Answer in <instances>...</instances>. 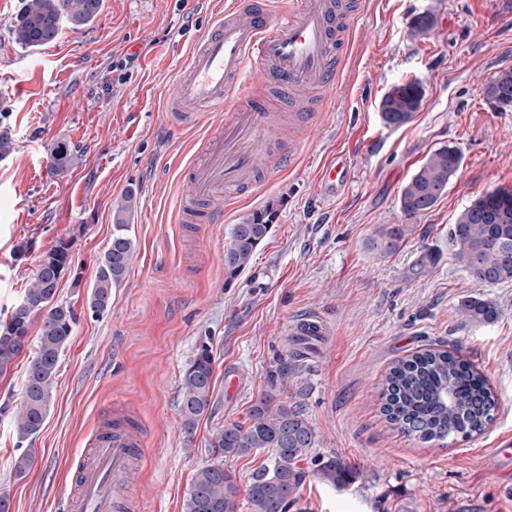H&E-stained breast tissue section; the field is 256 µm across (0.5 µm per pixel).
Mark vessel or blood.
Here are the masks:
<instances>
[{"mask_svg": "<svg viewBox=\"0 0 512 512\" xmlns=\"http://www.w3.org/2000/svg\"><path fill=\"white\" fill-rule=\"evenodd\" d=\"M350 26L342 0H294L276 23L270 7L249 0L225 6L214 31L190 50L168 100L169 108L186 119L207 109L231 110L222 129L205 139L202 162L189 170L192 198L219 199L225 190L253 187V155L261 144L265 114L259 98L234 108L228 100L241 87L248 65L256 66L260 81L276 84L293 100L305 88L331 90L336 55L349 42ZM349 178L350 167L340 154L321 171L329 189ZM143 446L131 425L102 423L77 461L62 512H134V499L117 492L138 485Z\"/></svg>", "mask_w": 512, "mask_h": 512, "instance_id": "vessel-or-blood-1", "label": "vessel or blood"}]
</instances>
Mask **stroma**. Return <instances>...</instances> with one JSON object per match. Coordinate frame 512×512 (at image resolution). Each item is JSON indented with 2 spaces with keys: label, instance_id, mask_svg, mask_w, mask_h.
Returning a JSON list of instances; mask_svg holds the SVG:
<instances>
[{
  "label": "stroma",
  "instance_id": "stroma-1",
  "mask_svg": "<svg viewBox=\"0 0 512 512\" xmlns=\"http://www.w3.org/2000/svg\"><path fill=\"white\" fill-rule=\"evenodd\" d=\"M219 0H106L95 21L30 52L12 34L24 0H0V124L13 148L0 158V318L61 239L71 263L60 303L80 315L54 379L53 401L27 441L31 470L15 477L14 413L27 357L0 374V493L12 512H58L59 496L101 420L120 406L145 437L137 512H183L196 471L210 460L217 428L244 421L270 390L278 363L297 383L278 400L302 402L317 433L310 460L335 455L359 474L335 488L307 477L288 512H512V283H479L448 252V229L485 191L512 188V110L487 102L485 87L512 69V0H346L363 14L329 99L319 106L292 165L285 110L272 107L268 145L255 159V192L225 205L220 224L183 218L182 172L221 112L176 123L166 109L192 44L214 28ZM432 12L429 36L410 35L413 16ZM123 64L122 73L113 65ZM418 80L425 95L413 118L386 125L378 110L394 85ZM78 145L61 176L46 169L49 144ZM450 145L461 165L435 206L416 217L400 208L411 176ZM346 157L351 178L330 192L324 161ZM134 195L136 252L111 310L86 314L112 213ZM279 202L272 233L250 266L224 281V246L234 224ZM409 224L393 255L372 247L384 224ZM469 297L493 302L497 320L462 321ZM324 318L316 348L292 336L298 318ZM215 356L209 410L194 438L180 431L179 384L201 339ZM450 350L484 378L497 402L483 434L429 443L394 429L381 413L391 364L424 350Z\"/></svg>",
  "mask_w": 512,
  "mask_h": 512
}]
</instances>
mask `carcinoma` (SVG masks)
I'll return each instance as SVG.
<instances>
[{
	"label": "carcinoma",
	"instance_id": "obj_1",
	"mask_svg": "<svg viewBox=\"0 0 512 512\" xmlns=\"http://www.w3.org/2000/svg\"><path fill=\"white\" fill-rule=\"evenodd\" d=\"M105 0H25L13 35L24 49L36 50L55 42L66 29L90 25L103 11ZM434 14L423 12L410 21V33L422 38L435 27ZM396 95L383 96L381 113L389 126L407 123L421 106L424 89L416 80L394 86ZM495 107L512 109V69L496 74L485 88ZM78 160L77 148L67 142L52 143L47 169L53 176L69 171ZM458 149L442 146L431 152L404 186L403 213L415 217L429 211L444 194L458 171ZM134 194L128 193L113 211L112 236L98 260L87 309L102 316L112 307V289L119 287L134 258L131 224ZM278 209L275 203L251 211L233 225L224 246V277L230 283L244 271L272 232ZM409 231L407 224H384L373 248L385 255L399 247ZM448 250L478 281L497 285L512 282V190L494 189L473 200L448 229ZM69 243L60 240L46 252L38 272L21 301L0 321V372L29 351V329L40 320L36 349L22 384L23 399L14 415L19 441L31 439L43 428L53 400V384L61 354L77 316L72 307L58 302L56 270L70 264ZM459 314L466 322L492 323L496 305L478 297L462 302ZM214 357L202 342L180 380V428L191 438L210 405ZM382 414L404 434L431 442L457 433L467 436L486 429L495 398L480 374L450 351H426L396 361L383 384ZM316 443V433L297 402H276L271 393L253 404L244 422H233L211 434L208 447L215 461L197 470L184 500V512H238L240 487L224 459L271 451L270 462L251 476L245 492L251 512H288L298 491L313 473L336 488H346L359 474L336 456L320 458L313 471L300 466Z\"/></svg>",
	"mask_w": 512,
	"mask_h": 512
}]
</instances>
